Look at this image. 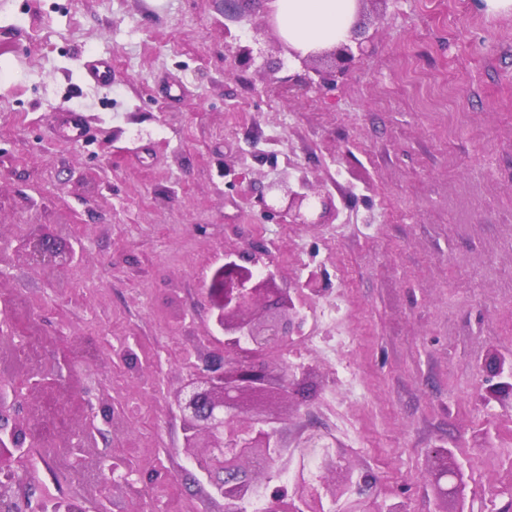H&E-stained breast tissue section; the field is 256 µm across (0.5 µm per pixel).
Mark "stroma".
I'll list each match as a JSON object with an SVG mask.
<instances>
[{
    "instance_id": "obj_1",
    "label": "stroma",
    "mask_w": 512,
    "mask_h": 512,
    "mask_svg": "<svg viewBox=\"0 0 512 512\" xmlns=\"http://www.w3.org/2000/svg\"><path fill=\"white\" fill-rule=\"evenodd\" d=\"M269 0H0V243L65 229L81 262L46 271L15 261L0 278V320H30L24 354L0 349V378L67 380L110 397L119 429L75 447L72 414L12 465L20 512L67 498L81 512H217L182 448L170 394L197 371L209 335L205 284L228 252L265 250L276 282L303 297L301 336L271 364L311 368L304 389L264 403L286 437L322 438L335 473L290 464L320 490L344 472L363 492L322 495L313 512H512V400L486 357L512 355V12L472 0H365L367 52L333 90L288 91L300 64L278 46ZM249 46L245 66L229 49ZM112 85L89 86V56ZM81 110L86 142L55 133ZM297 166L339 216L285 224L258 197ZM339 324L314 325V306ZM352 342L334 360L325 337ZM316 337L308 346V337ZM132 349L136 368L117 364ZM362 384L345 385L346 371ZM450 449L465 489L443 475ZM132 461L103 488L95 460ZM85 79L98 87L112 85L111 59L104 56H97L88 60L85 65Z\"/></svg>"
}]
</instances>
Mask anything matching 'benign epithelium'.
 Returning <instances> with one entry per match:
<instances>
[{
  "label": "benign epithelium",
  "mask_w": 512,
  "mask_h": 512,
  "mask_svg": "<svg viewBox=\"0 0 512 512\" xmlns=\"http://www.w3.org/2000/svg\"><path fill=\"white\" fill-rule=\"evenodd\" d=\"M282 49L299 61L301 68L317 79L296 76L288 86L302 83L318 91L334 86L336 74L344 73L356 56L365 53L356 37L322 53L306 55L285 42ZM295 190L284 176L269 182L259 195L261 205L272 213L288 217L290 224H326L337 216L327 190L311 188L306 176L297 178ZM62 232L27 235L20 253L37 266L66 267L81 260L82 247H61ZM264 252L224 255V264L211 274L207 287L208 315L212 331L224 334V348L209 350L201 357L204 369L191 375L175 392L174 402L183 430V448L207 474L212 494L224 500V512H241V505L260 487L261 476L288 468L287 445L272 426L273 413L254 416L244 429L240 414L252 403L271 393L273 378L279 391L297 390L309 376L286 368L275 372L267 355L288 345L300 332L302 319L288 291L277 287L276 275L263 260ZM21 390L0 391V512H15L12 500L14 471L3 463L23 455L33 446L32 421L26 417L6 429L2 422L7 412L22 404ZM308 505L303 485L286 500L278 492L270 495L266 512H305Z\"/></svg>",
  "instance_id": "7a95c632"
}]
</instances>
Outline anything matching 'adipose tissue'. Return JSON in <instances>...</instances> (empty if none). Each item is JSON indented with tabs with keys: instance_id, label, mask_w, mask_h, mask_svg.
I'll return each mask as SVG.
<instances>
[{
	"instance_id": "adipose-tissue-1",
	"label": "adipose tissue",
	"mask_w": 512,
	"mask_h": 512,
	"mask_svg": "<svg viewBox=\"0 0 512 512\" xmlns=\"http://www.w3.org/2000/svg\"><path fill=\"white\" fill-rule=\"evenodd\" d=\"M281 38L302 52L347 41L357 13L356 0H274Z\"/></svg>"
}]
</instances>
